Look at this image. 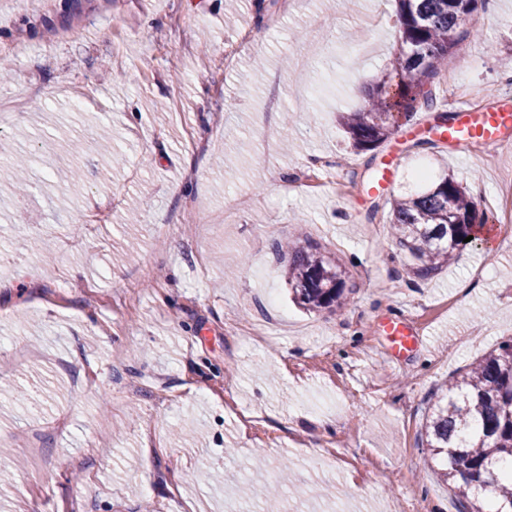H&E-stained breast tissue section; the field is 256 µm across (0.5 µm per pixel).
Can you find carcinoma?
I'll list each match as a JSON object with an SVG mask.
<instances>
[{
    "label": "carcinoma",
    "instance_id": "cac0c4a2",
    "mask_svg": "<svg viewBox=\"0 0 512 512\" xmlns=\"http://www.w3.org/2000/svg\"><path fill=\"white\" fill-rule=\"evenodd\" d=\"M397 2L400 47L388 73L371 85L364 109L341 116L360 151L380 147L400 120L438 110L434 80L456 59L461 42L479 37L467 23L485 0ZM385 204L392 241L414 258L421 279L447 267L485 222L476 199L450 175ZM276 252L288 253L284 276L298 306L319 312L347 305L344 272L316 248L288 244ZM431 400L420 439L439 476L467 512H512V338L440 386Z\"/></svg>",
    "mask_w": 512,
    "mask_h": 512
}]
</instances>
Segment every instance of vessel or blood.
I'll list each match as a JSON object with an SVG mask.
<instances>
[{
	"label": "vessel or blood",
	"instance_id": "obj_1",
	"mask_svg": "<svg viewBox=\"0 0 512 512\" xmlns=\"http://www.w3.org/2000/svg\"><path fill=\"white\" fill-rule=\"evenodd\" d=\"M433 133L435 142L449 143L457 150H464L472 141L480 140L492 146L512 144V105L501 104L481 111L459 106L448 125L431 129L427 117L416 119L401 132L402 139L412 140L426 133ZM399 155L396 148H388L382 157L379 176L372 188L373 193H386L393 185L397 173ZM388 346L384 353L389 363L405 359L419 347L418 332L409 315L398 313L385 325Z\"/></svg>",
	"mask_w": 512,
	"mask_h": 512
}]
</instances>
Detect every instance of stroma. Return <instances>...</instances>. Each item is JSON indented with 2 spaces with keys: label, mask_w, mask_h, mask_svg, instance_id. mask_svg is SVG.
Returning a JSON list of instances; mask_svg holds the SVG:
<instances>
[{
  "label": "stroma",
  "mask_w": 512,
  "mask_h": 512,
  "mask_svg": "<svg viewBox=\"0 0 512 512\" xmlns=\"http://www.w3.org/2000/svg\"><path fill=\"white\" fill-rule=\"evenodd\" d=\"M378 13L395 0H0V162L31 159L25 195L0 188V249L28 242L0 261V389L62 392L0 404V448L21 462L0 512H264L285 461L280 512H459L419 432L435 389L512 338V251L482 237L422 280L386 211L368 219L383 152L353 149L339 115L397 50ZM473 24L441 112L512 97V0ZM102 128L118 167L99 165ZM60 130L81 155L57 152ZM400 150L395 195L426 166L487 213L512 177V148ZM70 166L75 187L56 177ZM284 239L341 266L346 307L292 302ZM228 257L245 264L225 273ZM401 308L421 346L393 365L384 325ZM272 313L279 339L255 344Z\"/></svg>",
  "instance_id": "stroma-1"
}]
</instances>
